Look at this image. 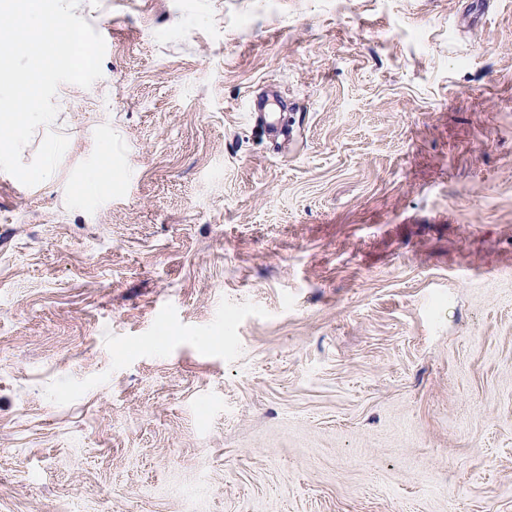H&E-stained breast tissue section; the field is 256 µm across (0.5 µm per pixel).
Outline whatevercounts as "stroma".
<instances>
[{
	"label": "stroma",
	"mask_w": 512,
	"mask_h": 512,
	"mask_svg": "<svg viewBox=\"0 0 512 512\" xmlns=\"http://www.w3.org/2000/svg\"><path fill=\"white\" fill-rule=\"evenodd\" d=\"M76 13L68 148L0 171V512H512V0Z\"/></svg>",
	"instance_id": "35a3bbf8"
}]
</instances>
